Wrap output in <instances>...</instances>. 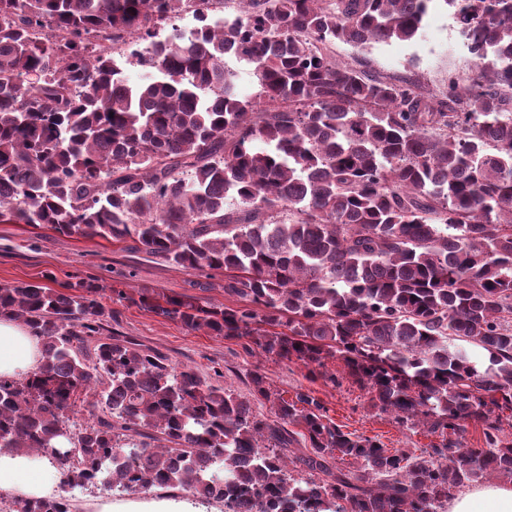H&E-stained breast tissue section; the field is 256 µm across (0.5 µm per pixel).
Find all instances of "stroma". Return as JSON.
<instances>
[{
  "label": "stroma",
  "mask_w": 512,
  "mask_h": 512,
  "mask_svg": "<svg viewBox=\"0 0 512 512\" xmlns=\"http://www.w3.org/2000/svg\"><path fill=\"white\" fill-rule=\"evenodd\" d=\"M327 52L366 75L415 84L435 101L447 99L449 85H469L477 72L474 57L443 5L428 15L424 34L415 42L356 47L336 41L328 44ZM79 281H91L100 287L102 302L112 312L113 332L155 349L172 365L193 368L207 384L248 396L253 391L249 373L258 368L272 391L288 399L301 390L313 391L333 423L343 431L377 439L383 447L420 453L441 440L425 426L411 430L399 424L394 415L380 412L373 406L368 390L354 383L341 363L329 365L337 383L313 380L301 362L269 359L246 351L241 341L188 329L179 321L154 314L139 302L143 293L153 290L193 295L208 305L227 304L223 272L188 271L135 250L129 241L69 237L46 226L0 223V288L40 283L64 293ZM64 491L77 502L103 499L116 505L185 498L180 491L114 495L101 487L71 485Z\"/></svg>",
  "instance_id": "1"
}]
</instances>
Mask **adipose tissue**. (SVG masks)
I'll return each mask as SVG.
<instances>
[{"mask_svg":"<svg viewBox=\"0 0 512 512\" xmlns=\"http://www.w3.org/2000/svg\"><path fill=\"white\" fill-rule=\"evenodd\" d=\"M40 341L23 324L0 319V377L21 381L38 370ZM60 478L49 458L0 452V491L19 499L52 498ZM445 512H512V481L467 487L448 500Z\"/></svg>","mask_w":512,"mask_h":512,"instance_id":"adipose-tissue-1","label":"adipose tissue"}]
</instances>
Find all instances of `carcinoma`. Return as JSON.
<instances>
[{
  "mask_svg": "<svg viewBox=\"0 0 512 512\" xmlns=\"http://www.w3.org/2000/svg\"><path fill=\"white\" fill-rule=\"evenodd\" d=\"M439 1L478 62L446 102L322 50L415 41ZM212 2L0 0V222L222 271L233 306L141 302L332 384L338 359L380 411L442 440L392 451L256 369L269 419L106 333L98 286L21 283L0 288V318L39 338L41 362L0 378V450L52 458L69 485L178 489L225 512H441L475 479H512V0H238L219 20L201 11ZM130 38L138 85L102 50ZM229 57L250 65L255 94L239 93ZM89 393L100 413L80 423ZM470 425L484 445L448 438ZM298 436L309 450L289 457ZM9 512L69 508L14 498Z\"/></svg>",
  "mask_w": 512,
  "mask_h": 512,
  "instance_id": "cac0c4a2",
  "label": "carcinoma"
}]
</instances>
